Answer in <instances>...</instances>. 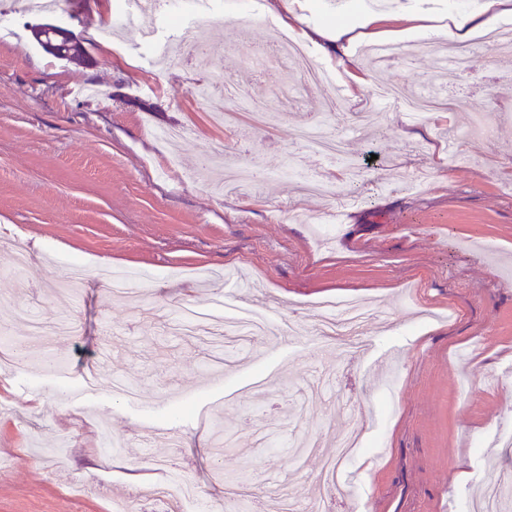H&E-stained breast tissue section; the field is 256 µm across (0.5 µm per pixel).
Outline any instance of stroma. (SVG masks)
Listing matches in <instances>:
<instances>
[{
	"instance_id": "obj_1",
	"label": "stroma",
	"mask_w": 512,
	"mask_h": 512,
	"mask_svg": "<svg viewBox=\"0 0 512 512\" xmlns=\"http://www.w3.org/2000/svg\"><path fill=\"white\" fill-rule=\"evenodd\" d=\"M0 2L14 12L0 28V324L25 335L17 303L45 325L66 313L77 324L26 346V366L0 377V512H177L152 493L168 474L160 460L198 486V512L262 489L324 498L331 512H470L474 489L512 479V54L471 42L458 74L437 68L447 40L411 36L407 64L387 67L355 43L371 86H431L453 101L420 125L378 103L373 139L355 112L327 110L347 80L321 53V86L274 62L248 68L266 28L234 22L225 0L203 24L204 61L193 26L156 15L140 25L180 56L160 60L130 32L104 38L107 0L37 15ZM43 23L74 33L85 61L44 52L32 34ZM209 75L234 78L245 98L198 95ZM312 113L347 159L378 155L355 204L304 187L322 170L296 135ZM215 151L227 171L256 163L265 178L217 192L200 175ZM22 245L32 257L18 282ZM72 262L85 266L74 296L60 286ZM105 267L132 275V297L106 296ZM339 297L389 312L366 322L352 359L315 331ZM175 298L264 312L270 333L244 349L219 328L206 341L175 335ZM92 369L95 392L66 402ZM118 378L137 398L113 395ZM217 418L232 437L220 457ZM101 422L125 442L116 454L97 445ZM351 430L369 448L336 500L316 476L330 440Z\"/></svg>"
}]
</instances>
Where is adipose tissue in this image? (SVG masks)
I'll use <instances>...</instances> for the list:
<instances>
[{
	"instance_id": "obj_1",
	"label": "adipose tissue",
	"mask_w": 512,
	"mask_h": 512,
	"mask_svg": "<svg viewBox=\"0 0 512 512\" xmlns=\"http://www.w3.org/2000/svg\"><path fill=\"white\" fill-rule=\"evenodd\" d=\"M265 12L275 16L281 28L289 34L317 44L329 62L345 73L354 89H362L367 78L360 71L350 52L351 45L364 38L402 39L405 31L415 30L432 38H442L458 44L466 42L480 28L489 27L499 19L512 15V0H483L478 15L456 19L445 14L407 13L404 28H393L386 18L372 16L357 25H331L308 28L293 8L291 0H265Z\"/></svg>"
}]
</instances>
